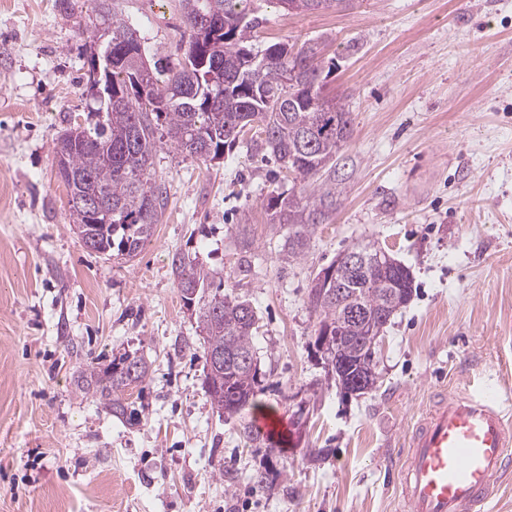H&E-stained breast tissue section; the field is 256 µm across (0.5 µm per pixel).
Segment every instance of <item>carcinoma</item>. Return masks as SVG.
Listing matches in <instances>:
<instances>
[{"label":"carcinoma","instance_id":"1","mask_svg":"<svg viewBox=\"0 0 512 512\" xmlns=\"http://www.w3.org/2000/svg\"><path fill=\"white\" fill-rule=\"evenodd\" d=\"M257 0H181L187 47L175 65L159 59L152 69L153 93L142 97L126 74L143 61L138 30L113 13L110 0H94V12L112 28V108L105 110V125L88 123L82 136L57 141L55 157L63 163L58 172L69 200L99 192L109 208L91 218L70 205L71 230L79 239H94V252L124 259L136 257L154 234L165 206L163 189L153 177L157 142L165 139L175 150L204 163L234 146L245 129L254 127L257 150L271 155L279 167L300 178V186L267 199L273 224L295 227L288 244V257L304 255L314 228L324 223L341 203L345 178L343 149L353 135L351 112L342 98L323 94L321 72L313 59L315 44L297 47L284 42L253 47L263 19ZM295 12L332 11L349 0H276ZM203 13L213 20L207 30L196 28L192 19ZM135 52L127 60L123 56ZM391 269L358 272L339 266L334 280L346 289V297L372 313L395 310L387 306L388 292L405 290L402 304L412 296L410 269L396 259ZM172 272L183 302L195 303L199 343L206 359L203 385L212 406L223 415L240 413L256 396L260 368L253 346L257 314L252 305L224 295L214 285V275L202 265L172 259ZM309 305L319 324L339 327L340 336L322 352L324 361L336 365L347 361L358 376L370 366L372 352L367 335L377 338L380 327L360 328L339 306L309 292ZM224 357L213 367L209 356ZM135 365V375L124 370ZM149 372L144 357L125 352L108 364L90 363L81 375L80 390L129 425L142 422L143 412L128 401L125 392L143 383Z\"/></svg>","mask_w":512,"mask_h":512}]
</instances>
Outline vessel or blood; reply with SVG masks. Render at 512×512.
<instances>
[{
    "label": "vessel or blood",
    "mask_w": 512,
    "mask_h": 512,
    "mask_svg": "<svg viewBox=\"0 0 512 512\" xmlns=\"http://www.w3.org/2000/svg\"><path fill=\"white\" fill-rule=\"evenodd\" d=\"M397 472L402 512H489L497 481L512 474V398L488 387L441 392Z\"/></svg>",
    "instance_id": "b4317fda"
}]
</instances>
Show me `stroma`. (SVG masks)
Instances as JSON below:
<instances>
[{
  "mask_svg": "<svg viewBox=\"0 0 512 512\" xmlns=\"http://www.w3.org/2000/svg\"><path fill=\"white\" fill-rule=\"evenodd\" d=\"M110 3L148 61L181 58L180 0ZM259 14L258 43L319 44L325 91L345 99L341 204L287 259L293 228L266 203L291 175L244 140L207 165L163 144L166 206L128 260L73 234L53 154L88 114L91 0H0V512H400L395 467L430 389L467 365L512 393V0H261ZM370 240L410 268L413 295L378 338L375 385L350 395L316 349L308 296ZM177 254L257 312L261 389L237 415L203 388ZM124 352L150 364L133 428L76 388L92 358ZM267 416L280 429L247 439ZM265 468L278 476L261 488ZM285 10L295 12L332 11L346 7L349 0H276ZM290 5L292 7H290Z\"/></svg>",
  "mask_w": 512,
  "mask_h": 512,
  "instance_id": "obj_1",
  "label": "stroma"
}]
</instances>
